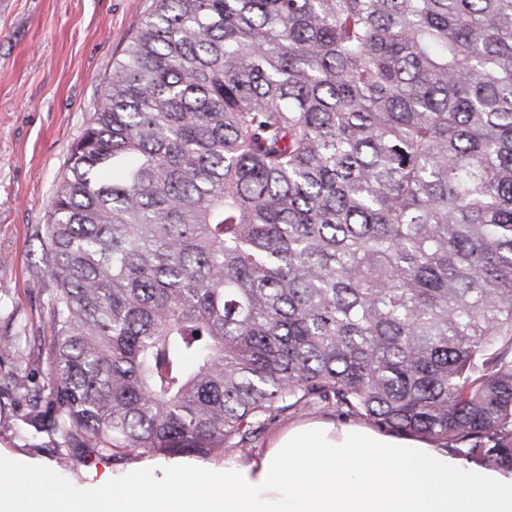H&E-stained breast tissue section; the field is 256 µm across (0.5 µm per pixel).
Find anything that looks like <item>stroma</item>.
I'll return each instance as SVG.
<instances>
[{
	"mask_svg": "<svg viewBox=\"0 0 512 512\" xmlns=\"http://www.w3.org/2000/svg\"><path fill=\"white\" fill-rule=\"evenodd\" d=\"M153 0H0V458L16 484L81 495L110 493L127 474L142 488L138 457L123 461L86 448L58 465L50 448L19 438L20 419L46 401L56 326L53 282L40 270L44 226L73 143L101 103L112 64ZM26 368L28 389L11 387Z\"/></svg>",
	"mask_w": 512,
	"mask_h": 512,
	"instance_id": "stroma-1",
	"label": "stroma"
}]
</instances>
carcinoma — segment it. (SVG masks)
<instances>
[{
    "mask_svg": "<svg viewBox=\"0 0 512 512\" xmlns=\"http://www.w3.org/2000/svg\"><path fill=\"white\" fill-rule=\"evenodd\" d=\"M103 101L23 438L207 455L332 407L512 471V0H154Z\"/></svg>",
    "mask_w": 512,
    "mask_h": 512,
    "instance_id": "carcinoma-1",
    "label": "carcinoma"
}]
</instances>
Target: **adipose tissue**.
Here are the masks:
<instances>
[{"label": "adipose tissue", "mask_w": 512, "mask_h": 512, "mask_svg": "<svg viewBox=\"0 0 512 512\" xmlns=\"http://www.w3.org/2000/svg\"><path fill=\"white\" fill-rule=\"evenodd\" d=\"M178 487L144 493L125 475L106 495L0 494V512H512V471L411 435L299 423L222 473L169 465Z\"/></svg>", "instance_id": "ef3b65f1"}]
</instances>
